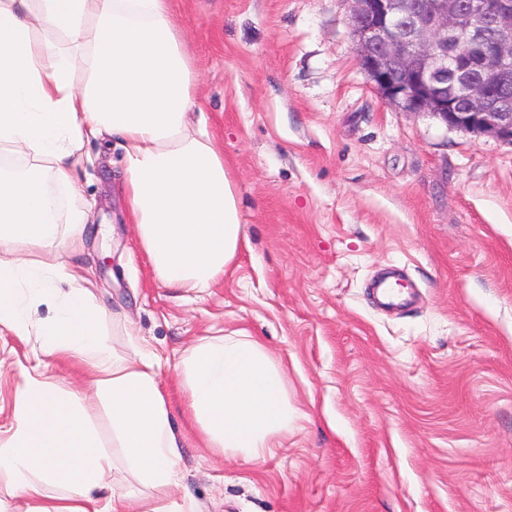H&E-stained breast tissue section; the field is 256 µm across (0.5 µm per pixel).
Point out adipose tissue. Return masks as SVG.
Returning <instances> with one entry per match:
<instances>
[{
	"label": "adipose tissue",
	"instance_id": "adipose-tissue-1",
	"mask_svg": "<svg viewBox=\"0 0 512 512\" xmlns=\"http://www.w3.org/2000/svg\"><path fill=\"white\" fill-rule=\"evenodd\" d=\"M196 82L171 0H0V148L26 161L0 170V328L95 376L90 395L26 376L0 435V512L15 500L25 512H126L128 493L109 480L119 464L148 490L140 512H200L181 488L159 363L105 345V309L57 260L83 246L90 216L77 202L60 214L53 194L73 189L87 143L117 139L128 219L155 276L192 292L222 281L245 232L222 151L188 121ZM179 374L182 410L207 447L258 461L287 432L283 372L256 338H207Z\"/></svg>",
	"mask_w": 512,
	"mask_h": 512
}]
</instances>
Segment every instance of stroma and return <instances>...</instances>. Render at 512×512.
Returning a JSON list of instances; mask_svg holds the SVG:
<instances>
[{"instance_id":"35a3bbf8","label":"stroma","mask_w":512,"mask_h":512,"mask_svg":"<svg viewBox=\"0 0 512 512\" xmlns=\"http://www.w3.org/2000/svg\"><path fill=\"white\" fill-rule=\"evenodd\" d=\"M199 79L190 121L224 153L247 236L197 294L154 276L127 220L122 150L86 145L82 268L106 344L130 334L176 365L209 336L247 331L285 371L300 417L271 456L205 448L178 463L201 512H512V143L382 99L360 68L349 0H174ZM412 283L398 311L370 282ZM91 391L37 338L0 332V432L24 372Z\"/></svg>"}]
</instances>
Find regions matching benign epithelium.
<instances>
[{"mask_svg": "<svg viewBox=\"0 0 512 512\" xmlns=\"http://www.w3.org/2000/svg\"><path fill=\"white\" fill-rule=\"evenodd\" d=\"M350 24L389 104L512 143V0H351Z\"/></svg>", "mask_w": 512, "mask_h": 512, "instance_id": "7a95c632", "label": "benign epithelium"}]
</instances>
